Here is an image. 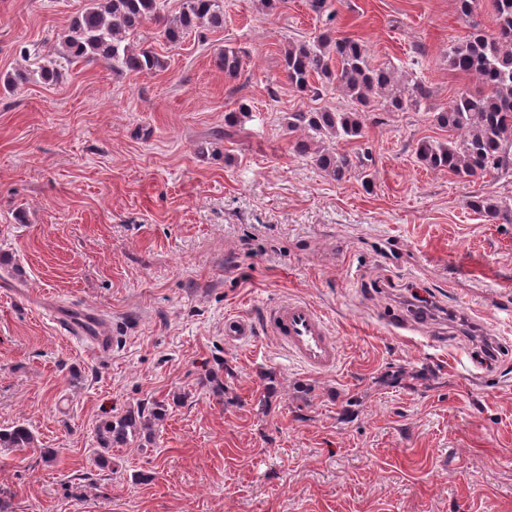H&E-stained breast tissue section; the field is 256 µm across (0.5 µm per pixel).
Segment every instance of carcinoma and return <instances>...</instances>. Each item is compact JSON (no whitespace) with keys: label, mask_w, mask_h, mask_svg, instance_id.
Returning <instances> with one entry per match:
<instances>
[{"label":"carcinoma","mask_w":512,"mask_h":512,"mask_svg":"<svg viewBox=\"0 0 512 512\" xmlns=\"http://www.w3.org/2000/svg\"><path fill=\"white\" fill-rule=\"evenodd\" d=\"M165 2L88 0L58 38L63 57L103 62L116 74L154 73L165 69L167 62L151 45L149 26H156L161 37L176 44L191 31L224 24V0H182L175 16L166 12ZM479 4L480 0H455L469 35L448 48V67L475 79L476 89L461 91L432 112L433 122L448 131V140H421L415 147L419 162L460 178L512 174V0H493L496 30L492 33L483 28ZM219 64L226 76L238 77L242 51L224 47ZM282 65L288 83L300 94L317 97L332 87L354 104L349 111L325 106L290 112L287 117L288 131L302 132L294 151L337 181L356 170L366 173L369 155L332 147L339 140L363 137L364 107L377 99L391 112L416 111L432 95L414 73L372 64L363 42L336 37L329 30L310 40H285ZM29 76L28 71L17 70L0 77V83L12 91L27 83ZM470 206L502 224H512V197L475 196ZM164 412V405L156 403L106 421L97 431L100 449L95 456L107 462L105 453L127 446ZM35 447L37 437L23 424L0 430V448Z\"/></svg>","instance_id":"1"}]
</instances>
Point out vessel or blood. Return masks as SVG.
Instances as JSON below:
<instances>
[{"label":"vessel or blood","mask_w":512,"mask_h":512,"mask_svg":"<svg viewBox=\"0 0 512 512\" xmlns=\"http://www.w3.org/2000/svg\"><path fill=\"white\" fill-rule=\"evenodd\" d=\"M267 332L288 354L316 373L332 371L340 359L339 344L322 313L311 303L285 298L268 305Z\"/></svg>","instance_id":"b4317fda"}]
</instances>
